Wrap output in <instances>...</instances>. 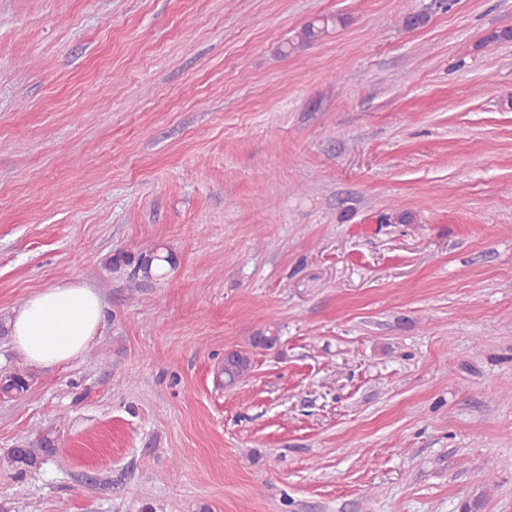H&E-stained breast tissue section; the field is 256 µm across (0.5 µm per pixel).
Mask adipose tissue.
I'll return each mask as SVG.
<instances>
[{"label": "adipose tissue", "mask_w": 512, "mask_h": 512, "mask_svg": "<svg viewBox=\"0 0 512 512\" xmlns=\"http://www.w3.org/2000/svg\"><path fill=\"white\" fill-rule=\"evenodd\" d=\"M106 315L100 294L84 284H60L28 297L9 315L11 342L27 361L54 368L81 357Z\"/></svg>", "instance_id": "1"}]
</instances>
